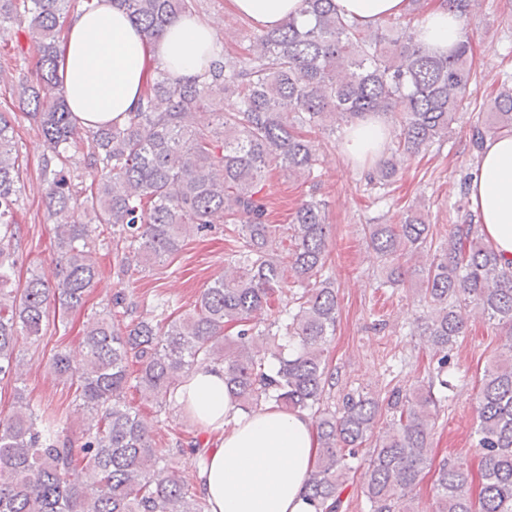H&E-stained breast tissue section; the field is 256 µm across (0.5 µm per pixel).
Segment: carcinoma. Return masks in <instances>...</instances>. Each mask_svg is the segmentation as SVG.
Here are the masks:
<instances>
[{"label": "carcinoma", "mask_w": 512, "mask_h": 512, "mask_svg": "<svg viewBox=\"0 0 512 512\" xmlns=\"http://www.w3.org/2000/svg\"><path fill=\"white\" fill-rule=\"evenodd\" d=\"M468 18L478 0H444ZM148 41L195 9V0H119ZM98 0H0V30L24 25L37 54L35 77L18 79L15 103L46 147L40 168L45 210L53 221L57 261L51 275L34 272L14 286L18 258L15 210L23 183L15 117L0 111V381L14 382L11 413L0 418V512H206L186 477L168 471L151 432L124 394L163 407L198 364L224 366V383L245 412L267 404L317 415L319 452L306 482L315 512H338L364 442L366 497L373 512H415L414 490L431 449L440 399L448 388V353L465 335L472 310L500 329L503 351L484 371L476 394L475 447L482 455L480 490L473 496L467 468L446 461L438 471L429 512H512V264L487 243L471 215L452 225L448 242L429 266L418 268L414 291L427 305L419 335L437 356L436 381L393 395L395 414L375 433L379 404L349 394L335 410L324 404L333 379L326 359L336 334L335 282L325 275L330 224L314 196L292 215L294 248L279 255L282 231L268 223L263 178L272 169L311 176L318 162L308 130L345 119L390 121V154L367 185L386 188L405 163L447 140L475 79L468 34L438 54L411 34L392 35L400 19L365 29L341 17L333 0H303L299 15L249 37L247 53H224L191 80L155 67L144 102L123 125H81L66 104L58 73L60 32L75 7ZM238 100L226 112L224 95ZM512 135V86L501 82L486 112L470 122V141ZM82 155L75 161L71 152ZM95 170L88 193L80 167ZM84 200H79V197ZM118 228L113 254L126 275L132 262L163 263L185 238L229 224L234 246L224 276L204 288L193 308L153 323L133 321L126 294L113 293L82 337L83 358H51L53 373L74 389L88 420L81 437L64 416L35 402L21 387V341L40 337L50 307L59 318L82 307L99 277L91 230L79 204ZM384 261L379 286L406 284L405 266L432 248L421 208L396 223L367 225ZM294 278V308L269 322L255 320L274 288ZM236 329L233 336L225 335Z\"/></svg>", "instance_id": "cac0c4a2"}]
</instances>
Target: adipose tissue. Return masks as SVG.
<instances>
[{
  "label": "adipose tissue",
  "mask_w": 512,
  "mask_h": 512,
  "mask_svg": "<svg viewBox=\"0 0 512 512\" xmlns=\"http://www.w3.org/2000/svg\"><path fill=\"white\" fill-rule=\"evenodd\" d=\"M340 16L373 26L403 15L407 0H334ZM234 13L272 29L299 13L302 0H230ZM218 22L184 15L156 41H146L114 0L67 18L59 76L68 106L84 126L125 122L141 99L154 67L173 78L203 73L220 47ZM462 21L444 0H434L417 38L447 51L461 38ZM390 131L375 119L349 126L341 147L353 161L378 158ZM470 208L493 249L512 262V136L486 139L468 188ZM176 399L219 445L195 458L198 492L209 512H312L304 495L318 453L315 426L304 413L267 405L247 413L224 385L222 367L194 369Z\"/></svg>",
  "instance_id": "obj_1"
}]
</instances>
